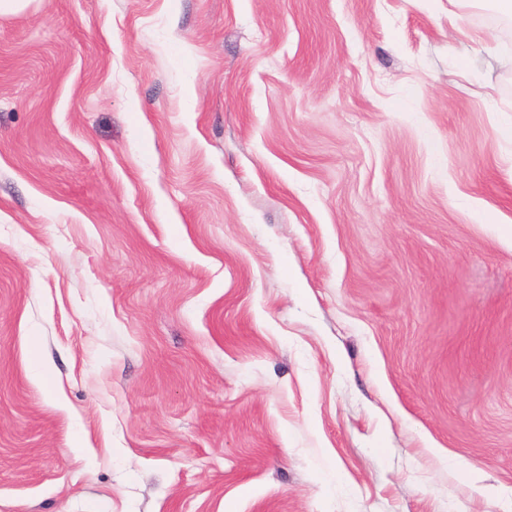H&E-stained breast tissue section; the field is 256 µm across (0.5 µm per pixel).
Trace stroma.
Returning a JSON list of instances; mask_svg holds the SVG:
<instances>
[{"instance_id": "1", "label": "stroma", "mask_w": 512, "mask_h": 512, "mask_svg": "<svg viewBox=\"0 0 512 512\" xmlns=\"http://www.w3.org/2000/svg\"><path fill=\"white\" fill-rule=\"evenodd\" d=\"M497 9L0 16V512H504Z\"/></svg>"}]
</instances>
